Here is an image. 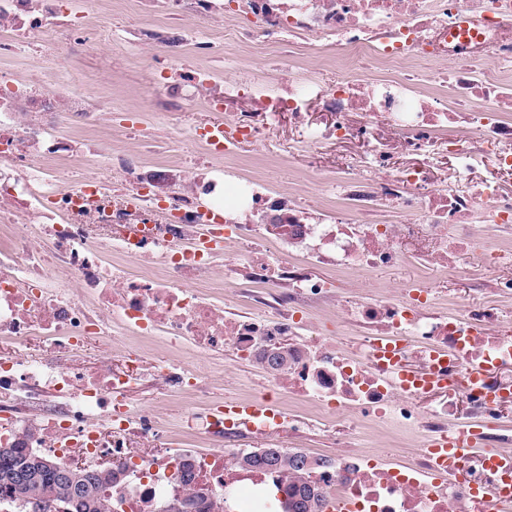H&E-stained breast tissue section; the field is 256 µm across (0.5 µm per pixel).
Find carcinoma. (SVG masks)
Returning a JSON list of instances; mask_svg holds the SVG:
<instances>
[{"label": "carcinoma", "mask_w": 512, "mask_h": 512, "mask_svg": "<svg viewBox=\"0 0 512 512\" xmlns=\"http://www.w3.org/2000/svg\"><path fill=\"white\" fill-rule=\"evenodd\" d=\"M37 457L38 454L26 448H14L9 455L0 456V501L8 499L19 505V512H30L35 505L40 507V512H52L50 506L73 490L78 501L74 512H109L104 491L116 483V470L62 467L42 458L35 479L26 482L13 479L15 471ZM306 458L308 455L301 451L281 449L269 458L246 452L238 456V463L246 469L276 471L289 488L286 497L277 500L276 509L268 512H325L329 491L309 480ZM179 481L186 493L166 500L160 512H200L201 504L209 512L224 508V499L196 487L193 470L181 471Z\"/></svg>", "instance_id": "obj_1"}]
</instances>
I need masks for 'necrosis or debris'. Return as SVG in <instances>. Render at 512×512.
Segmentation results:
<instances>
[{"instance_id": "4bbe7bcc", "label": "necrosis or debris", "mask_w": 512, "mask_h": 512, "mask_svg": "<svg viewBox=\"0 0 512 512\" xmlns=\"http://www.w3.org/2000/svg\"><path fill=\"white\" fill-rule=\"evenodd\" d=\"M75 0H0V56L28 53L42 70L61 57L90 55L101 72L112 59L89 14ZM197 19L250 15L255 38L277 51L280 93L268 117L289 112L305 144L327 138L357 144L367 163L340 164L329 178L335 203L301 199L267 219L268 191L238 186L241 217L224 213L219 180L188 161L182 182L157 192L162 171L141 172L116 155L102 175L86 174L95 151L70 135L94 128L112 110L85 85L47 86L41 74L0 80V447L47 451L60 465L79 461L120 470L108 489L120 512H156L180 493L177 467L194 460L196 484L222 496L225 512H262L272 476L241 469L245 440L294 435L313 411L335 419L341 452L314 468L313 480L348 512H490L474 489L503 482L489 469L494 450L512 467V318L475 302L494 288L512 297V251L489 241L486 225L512 230V193L497 176L512 170V0H194ZM468 15L467 35L455 18ZM287 40H280V33ZM353 64L331 87L298 67L312 41ZM149 93L151 111L181 123L191 101L257 91L256 79L217 78L212 69L176 65ZM330 115L305 125L310 104ZM70 167L59 181L58 163ZM237 238V260L217 268L219 247L193 244L200 227ZM307 246L297 256L293 247ZM437 268L439 277L403 282L372 297L353 289L355 270ZM326 267L314 275L313 267ZM490 272L476 277L474 267ZM223 276L232 307L209 284ZM332 305L336 330L322 334L308 310ZM131 336L193 347L188 365L140 351L120 365L87 368L84 353ZM399 347L407 364L448 359V383L402 392L376 355L378 341ZM287 350V372L263 384L292 396L295 409L225 419L208 384L207 359L234 362L264 349ZM492 365L471 382L476 365ZM152 381L165 397L189 396L179 434L224 445L221 453L172 447L152 413L129 393ZM412 432L424 445L403 465L374 462L355 448L364 424ZM475 438L456 475L438 483L430 443Z\"/></svg>"}]
</instances>
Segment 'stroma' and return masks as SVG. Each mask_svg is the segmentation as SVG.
Listing matches in <instances>:
<instances>
[{"instance_id": "stroma-1", "label": "stroma", "mask_w": 512, "mask_h": 512, "mask_svg": "<svg viewBox=\"0 0 512 512\" xmlns=\"http://www.w3.org/2000/svg\"><path fill=\"white\" fill-rule=\"evenodd\" d=\"M85 9L97 18L98 32H105L112 22H119L124 32L121 38L110 40L112 74L92 84V93L110 91L112 96V119L87 131L86 139L98 145L97 169H105L112 153L122 152L141 165L144 170L165 171L166 181L178 180L181 164L185 158V135L181 132L165 133L169 123L165 114L147 109V97L163 75L155 70L143 49L135 42L134 30L156 23H164L172 32L193 28L195 19L184 14L170 19L153 10L145 9L139 0H85ZM206 33L224 45V59L209 60V67L226 72L231 77L243 73L258 76L267 86L275 85L278 74L273 69V58L251 41L238 34V22L229 20L209 24ZM133 119L142 125L159 129L158 137L136 142L119 137L118 130L124 120ZM300 131L290 115L284 114L267 130L262 142L242 143L221 161L225 191H232L238 183L256 179L269 187L287 190L289 197L304 195L317 197L318 188L325 177L345 157H359L361 150L354 144H339L325 140L317 146L298 145ZM262 372L254 363H233L215 360L209 377L210 385L217 394L232 393L237 398L249 399L259 392L258 378ZM130 397L135 407L153 412L169 435L174 436L177 447H186L187 442L177 435V425L182 413L198 410L192 398L183 397L166 402L160 399L153 382H144L132 390ZM356 445L365 453L379 455L393 462L409 461L415 439L404 432H394L367 426Z\"/></svg>"}]
</instances>
